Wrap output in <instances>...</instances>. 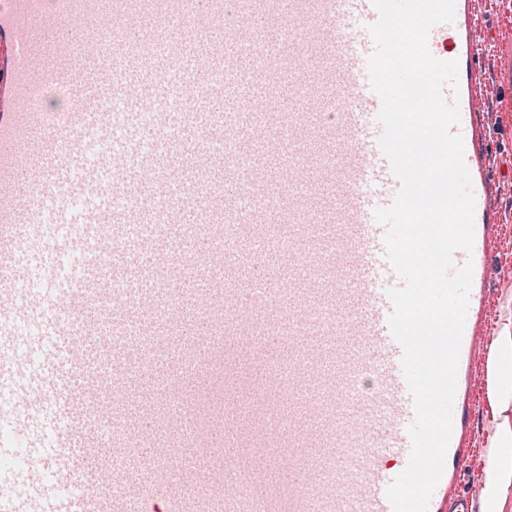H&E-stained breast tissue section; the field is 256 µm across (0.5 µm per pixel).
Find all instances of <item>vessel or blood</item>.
<instances>
[{
    "label": "vessel or blood",
    "mask_w": 512,
    "mask_h": 512,
    "mask_svg": "<svg viewBox=\"0 0 512 512\" xmlns=\"http://www.w3.org/2000/svg\"><path fill=\"white\" fill-rule=\"evenodd\" d=\"M378 17L373 0H285L277 17L220 0L134 17L112 0H0V512H151L158 498L167 512H394L414 407L388 324L402 281L375 218L401 186L369 80ZM428 47L458 63L444 96L475 210L473 248L453 254L473 280L427 512H471L501 222L475 0H456ZM494 61L493 91L510 96L512 54ZM48 85L68 111H39ZM228 343L265 390L227 393L202 429L182 405L207 401ZM204 452L223 470L197 468Z\"/></svg>",
    "instance_id": "vessel-or-blood-1"
}]
</instances>
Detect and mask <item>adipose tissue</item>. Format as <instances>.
<instances>
[{
    "instance_id": "obj_1",
    "label": "adipose tissue",
    "mask_w": 512,
    "mask_h": 512,
    "mask_svg": "<svg viewBox=\"0 0 512 512\" xmlns=\"http://www.w3.org/2000/svg\"><path fill=\"white\" fill-rule=\"evenodd\" d=\"M494 431L484 451L478 512H512V301L501 308L500 323L485 360Z\"/></svg>"
}]
</instances>
